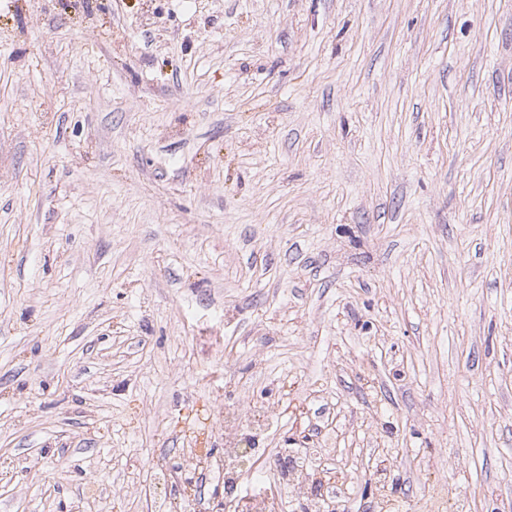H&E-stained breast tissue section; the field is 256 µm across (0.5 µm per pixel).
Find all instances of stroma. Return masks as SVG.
<instances>
[{
	"mask_svg": "<svg viewBox=\"0 0 512 512\" xmlns=\"http://www.w3.org/2000/svg\"><path fill=\"white\" fill-rule=\"evenodd\" d=\"M7 3L0 512H512V0ZM250 411V404L244 399L237 408L226 414H231L230 417H224V462L219 465L224 484H234L240 477V472L236 466V462L241 456L240 439L238 437ZM277 470L278 484L277 489H288L291 494L302 498L305 501V510L307 512H323L321 502L308 495V487L313 474L304 466L295 465L288 468L286 465H275Z\"/></svg>",
	"mask_w": 512,
	"mask_h": 512,
	"instance_id": "stroma-1",
	"label": "stroma"
}]
</instances>
